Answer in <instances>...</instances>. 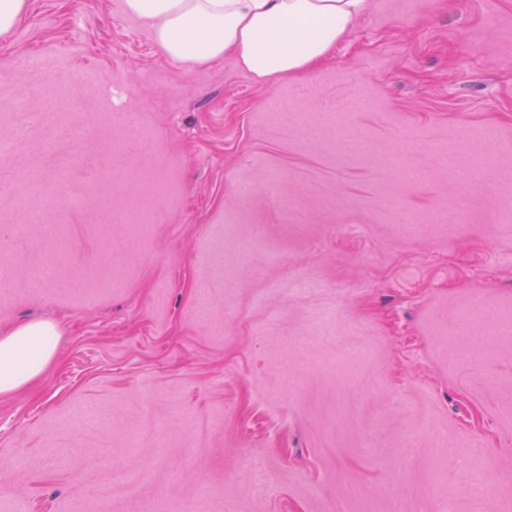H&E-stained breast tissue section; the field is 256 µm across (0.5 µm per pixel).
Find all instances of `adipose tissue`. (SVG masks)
<instances>
[{"label": "adipose tissue", "mask_w": 512, "mask_h": 512, "mask_svg": "<svg viewBox=\"0 0 512 512\" xmlns=\"http://www.w3.org/2000/svg\"><path fill=\"white\" fill-rule=\"evenodd\" d=\"M173 61L205 67L233 55L255 79L271 81L318 65L365 12L367 0H125ZM59 340L50 322L0 336V394L36 379Z\"/></svg>", "instance_id": "obj_1"}]
</instances>
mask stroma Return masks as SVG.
<instances>
[{
  "instance_id": "35a3bbf8",
  "label": "stroma",
  "mask_w": 512,
  "mask_h": 512,
  "mask_svg": "<svg viewBox=\"0 0 512 512\" xmlns=\"http://www.w3.org/2000/svg\"><path fill=\"white\" fill-rule=\"evenodd\" d=\"M1 140L0 336H60L0 395V512H512V0H368L270 84L29 0Z\"/></svg>"
}]
</instances>
